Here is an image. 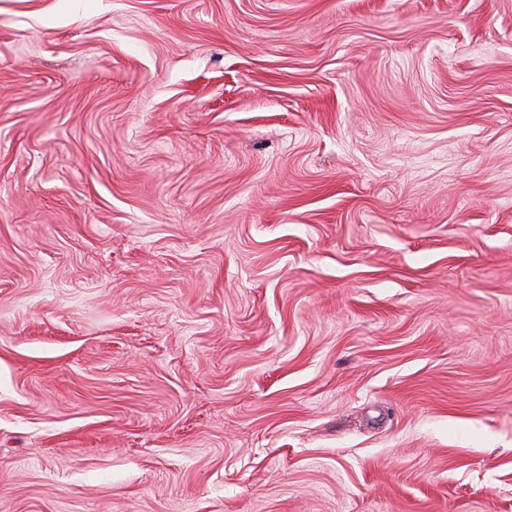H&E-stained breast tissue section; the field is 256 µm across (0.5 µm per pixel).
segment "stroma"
Returning <instances> with one entry per match:
<instances>
[{
	"label": "stroma",
	"mask_w": 512,
	"mask_h": 512,
	"mask_svg": "<svg viewBox=\"0 0 512 512\" xmlns=\"http://www.w3.org/2000/svg\"><path fill=\"white\" fill-rule=\"evenodd\" d=\"M0 512H512V0H0Z\"/></svg>",
	"instance_id": "35a3bbf8"
}]
</instances>
